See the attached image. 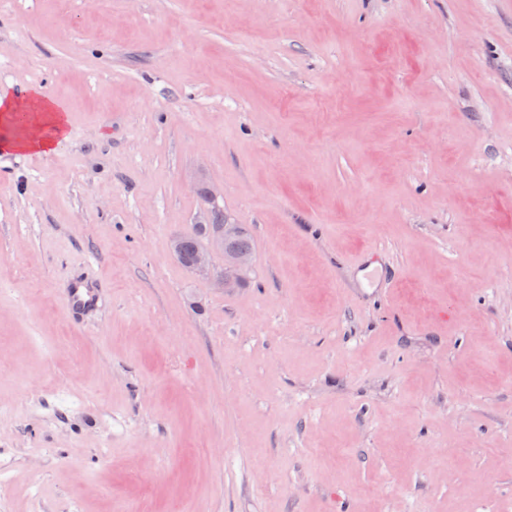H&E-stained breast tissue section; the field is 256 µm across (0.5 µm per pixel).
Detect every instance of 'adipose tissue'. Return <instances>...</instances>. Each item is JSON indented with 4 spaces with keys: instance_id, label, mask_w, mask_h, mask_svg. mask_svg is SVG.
Segmentation results:
<instances>
[{
    "instance_id": "1",
    "label": "adipose tissue",
    "mask_w": 512,
    "mask_h": 512,
    "mask_svg": "<svg viewBox=\"0 0 512 512\" xmlns=\"http://www.w3.org/2000/svg\"><path fill=\"white\" fill-rule=\"evenodd\" d=\"M0 124L18 129L14 137L6 140L7 148L48 155L56 141L65 137L68 115L59 103L39 90L19 97L0 86Z\"/></svg>"
}]
</instances>
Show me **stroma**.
<instances>
[{
    "label": "stroma",
    "instance_id": "obj_1",
    "mask_svg": "<svg viewBox=\"0 0 512 512\" xmlns=\"http://www.w3.org/2000/svg\"><path fill=\"white\" fill-rule=\"evenodd\" d=\"M8 84L0 512H512V0H0ZM0 122L17 127L18 133L5 140V146L17 152L49 155L54 145L65 137L68 115L55 100L31 89L24 97L16 96L8 87L0 86ZM208 223L210 224H193L184 235L175 237L172 248L176 257H180L179 262L187 269H189V263L195 251L190 264V272L207 277L214 288L224 290L242 277L244 271L249 267L250 257L240 255L229 258L225 260L224 267L215 268L211 262L210 249L205 244L199 246L197 244L202 238L212 235L216 229H224L225 226L231 224H229L228 217L224 215V211L216 208L211 211ZM240 253L252 254L251 236L243 224L239 225L238 231H224V256ZM66 312L72 317H78L89 309L97 308L101 302V288L96 282L76 279L67 284Z\"/></svg>",
    "mask_w": 512,
    "mask_h": 512
}]
</instances>
